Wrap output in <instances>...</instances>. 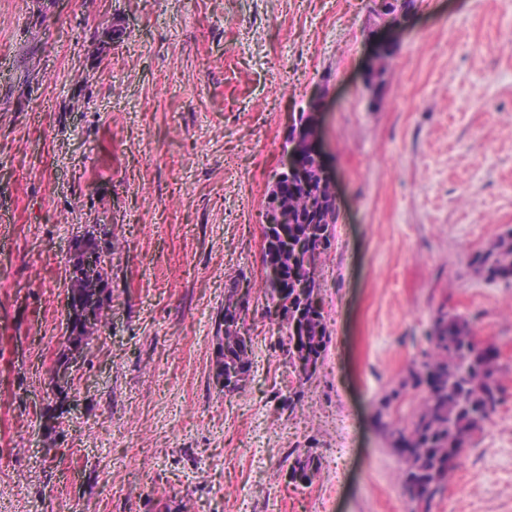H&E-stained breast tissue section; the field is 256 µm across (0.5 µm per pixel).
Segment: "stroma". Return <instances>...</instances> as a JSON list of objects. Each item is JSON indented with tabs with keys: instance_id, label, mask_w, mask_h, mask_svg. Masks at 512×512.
<instances>
[{
	"instance_id": "stroma-1",
	"label": "stroma",
	"mask_w": 512,
	"mask_h": 512,
	"mask_svg": "<svg viewBox=\"0 0 512 512\" xmlns=\"http://www.w3.org/2000/svg\"><path fill=\"white\" fill-rule=\"evenodd\" d=\"M315 96L337 219L330 343L301 385L261 228ZM2 214L0 512H415L388 431L426 396L410 373L440 309L497 351L502 403L429 512H512V283L468 265L512 232V0H415L390 28L372 0H0ZM88 225L112 307L54 391ZM240 283L252 364L228 395ZM307 453L319 473L290 480ZM222 353L216 364V377H229L231 370L235 371V380L233 387L228 389L225 394H234L244 389L249 372L251 370L250 339L245 338L235 323L224 321V336H220Z\"/></svg>"
}]
</instances>
